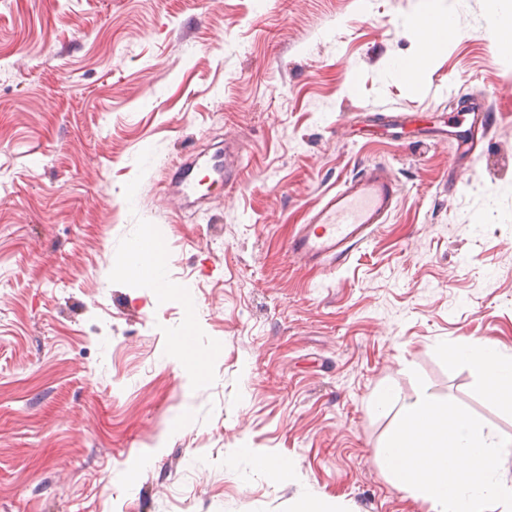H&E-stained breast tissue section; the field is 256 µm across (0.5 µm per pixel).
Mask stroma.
Returning <instances> with one entry per match:
<instances>
[{
  "label": "stroma",
  "instance_id": "obj_1",
  "mask_svg": "<svg viewBox=\"0 0 512 512\" xmlns=\"http://www.w3.org/2000/svg\"><path fill=\"white\" fill-rule=\"evenodd\" d=\"M425 4L0 0V512H427L376 458L422 389L512 439L451 356L512 355V50L485 0H444L462 38L398 78ZM475 96L498 120L472 153L349 133L416 113L433 134ZM226 150L240 168L181 200L183 167ZM374 163L401 189L387 223L341 266L292 257ZM152 227L166 297L120 273ZM180 356V367L182 370L190 374L196 375L201 373L207 367V355L194 349L187 348L181 343L175 345Z\"/></svg>",
  "mask_w": 512,
  "mask_h": 512
}]
</instances>
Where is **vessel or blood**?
<instances>
[{"label":"vessel or blood","instance_id":"1","mask_svg":"<svg viewBox=\"0 0 512 512\" xmlns=\"http://www.w3.org/2000/svg\"><path fill=\"white\" fill-rule=\"evenodd\" d=\"M399 196V185L386 165L365 167L311 209L306 224L289 239V253L320 266L343 263L355 246L386 223Z\"/></svg>","mask_w":512,"mask_h":512}]
</instances>
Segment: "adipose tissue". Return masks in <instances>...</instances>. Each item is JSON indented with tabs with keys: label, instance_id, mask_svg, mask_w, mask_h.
<instances>
[{
	"label": "adipose tissue",
	"instance_id": "1",
	"mask_svg": "<svg viewBox=\"0 0 512 512\" xmlns=\"http://www.w3.org/2000/svg\"><path fill=\"white\" fill-rule=\"evenodd\" d=\"M411 29L414 49L405 56L410 64L409 78L423 74L430 66L436 52L448 40L460 37L461 30L455 15L445 8L433 7L417 16ZM165 248L152 234H144L133 258L123 267L126 276L152 275L163 268ZM456 359L468 363L480 376L483 392L488 400L503 409L512 411V356L505 355L497 345L473 339L454 352Z\"/></svg>",
	"mask_w": 512,
	"mask_h": 512
}]
</instances>
